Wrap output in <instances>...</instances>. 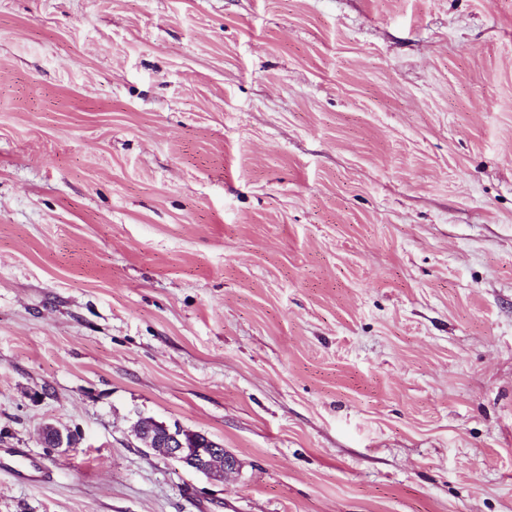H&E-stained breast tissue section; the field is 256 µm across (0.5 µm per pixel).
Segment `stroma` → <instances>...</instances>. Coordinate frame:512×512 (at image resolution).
<instances>
[{"instance_id":"obj_1","label":"stroma","mask_w":512,"mask_h":512,"mask_svg":"<svg viewBox=\"0 0 512 512\" xmlns=\"http://www.w3.org/2000/svg\"><path fill=\"white\" fill-rule=\"evenodd\" d=\"M0 448V512H512V0H0ZM137 438L163 457L211 480H219L238 470L237 458L224 449L223 444L206 437L198 448H187L186 435L189 430L179 426L170 427L157 421L136 424ZM27 457L28 451L23 448H0V470L8 471L15 477L31 483L41 481L43 472L37 465L18 467L21 459Z\"/></svg>"}]
</instances>
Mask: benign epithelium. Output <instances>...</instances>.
Returning a JSON list of instances; mask_svg holds the SVG:
<instances>
[{
  "label": "benign epithelium",
  "mask_w": 512,
  "mask_h": 512,
  "mask_svg": "<svg viewBox=\"0 0 512 512\" xmlns=\"http://www.w3.org/2000/svg\"><path fill=\"white\" fill-rule=\"evenodd\" d=\"M136 433L138 439L151 451L189 466L211 480H219L238 470L237 458L219 442L208 438L197 448L187 447L188 430L179 426L172 428L165 423L147 421L136 425ZM42 436L44 442L52 448L73 447L72 436L51 424L44 426Z\"/></svg>",
  "instance_id": "obj_1"
}]
</instances>
